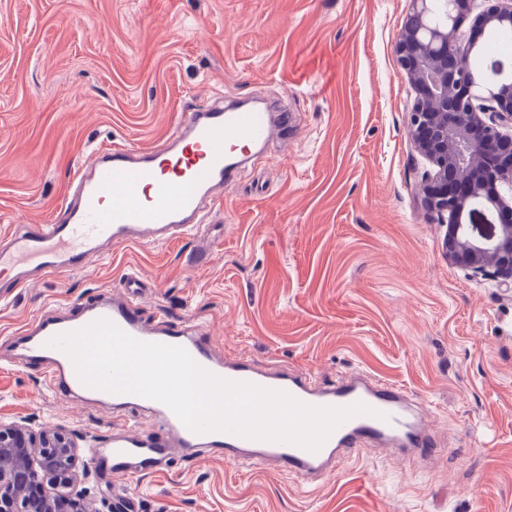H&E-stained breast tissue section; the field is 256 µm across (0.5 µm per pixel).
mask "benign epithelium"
<instances>
[{"instance_id": "benign-epithelium-1", "label": "benign epithelium", "mask_w": 512, "mask_h": 512, "mask_svg": "<svg viewBox=\"0 0 512 512\" xmlns=\"http://www.w3.org/2000/svg\"><path fill=\"white\" fill-rule=\"evenodd\" d=\"M473 0H410L395 54L414 97L406 130L432 170L418 186L424 210L447 225L448 264L512 284V77L485 88L463 66L474 42L461 26ZM479 30L512 28V0L474 15ZM78 438L0 419V512H98L89 474L72 462Z\"/></svg>"}]
</instances>
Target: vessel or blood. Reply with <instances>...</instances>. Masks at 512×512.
<instances>
[{
  "label": "vessel or blood",
  "instance_id": "obj_1",
  "mask_svg": "<svg viewBox=\"0 0 512 512\" xmlns=\"http://www.w3.org/2000/svg\"><path fill=\"white\" fill-rule=\"evenodd\" d=\"M290 122L285 111L218 100L206 110L183 113L160 146L135 149L115 144L98 150L86 167L74 173L72 198L62 205L59 219L20 225L0 239V269H10L21 286L27 281V264L46 276L77 272L108 243H160L174 236L204 241L207 207L223 198L225 186L245 158L274 137H287ZM139 296L138 280L128 277L123 291L87 301L74 316L35 318L18 346V365H43L51 393L64 390L122 410V425L94 453L98 466L138 478L168 471L171 461L202 448L252 465L273 462L308 481L324 476L346 454L366 446L387 445L424 458L438 453V438L401 387L361 370L324 383L305 372L263 369L247 360L219 356L194 319L143 320ZM101 318L138 340L183 347L198 365L219 377L282 390L312 406L362 403L369 411L341 424L315 452L222 431L193 432L160 402L84 385L69 356L50 346L54 336ZM144 409L159 417L158 430L139 429L138 413Z\"/></svg>",
  "mask_w": 512,
  "mask_h": 512
}]
</instances>
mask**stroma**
I'll list each match as a JSON object with an SVG mask.
<instances>
[{
	"mask_svg": "<svg viewBox=\"0 0 512 512\" xmlns=\"http://www.w3.org/2000/svg\"><path fill=\"white\" fill-rule=\"evenodd\" d=\"M409 0H0V234L45 224L104 147H152L184 103H276L287 139L243 166L192 238L104 247L80 272L0 275V418L79 438L111 408L50 394L13 343L39 315L112 295L194 317L217 353L325 382L355 369L404 386L441 439L423 461L368 448L312 484L209 455L137 479L91 469L98 512H512V288L448 264L417 199L429 170L407 136L395 36Z\"/></svg>",
	"mask_w": 512,
	"mask_h": 512,
	"instance_id": "1",
	"label": "stroma"
}]
</instances>
